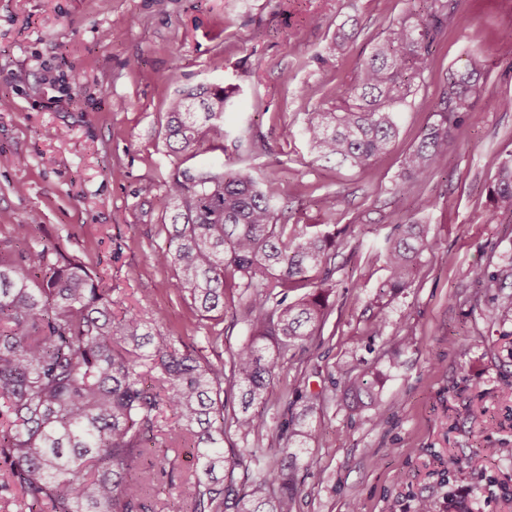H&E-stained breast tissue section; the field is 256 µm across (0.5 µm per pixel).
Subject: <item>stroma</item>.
Wrapping results in <instances>:
<instances>
[{"instance_id": "35a3bbf8", "label": "stroma", "mask_w": 512, "mask_h": 512, "mask_svg": "<svg viewBox=\"0 0 512 512\" xmlns=\"http://www.w3.org/2000/svg\"><path fill=\"white\" fill-rule=\"evenodd\" d=\"M419 0H0V241L38 213L34 241L82 257L114 300L165 316L164 328L209 359L248 340L250 292L224 293V319H202L172 289L153 254L167 247L164 184L177 160L165 140L167 101L201 83L223 86L224 167L246 165L272 188L288 226L327 224L339 246L321 333L288 349L265 413L281 447L321 393L316 439L297 459L295 512H512V319L491 314L494 289L471 271L512 256V220L490 196L512 158V0H458L434 43L425 87L403 108L388 152L366 171L316 160L300 129L330 90L355 77L393 20ZM351 38L332 50L338 27ZM482 44H474L475 31ZM481 67L484 90L448 138V165L405 193L404 155L418 143L449 73ZM80 81H72V73ZM291 136H283V129ZM252 136L257 147L238 146ZM20 155L24 166L10 164ZM331 194L332 211L318 200ZM432 198L434 208L418 202ZM427 225L439 246L411 287L391 291L384 246L399 225ZM371 383L375 406L343 403L346 376ZM254 438L224 437L233 489L261 463L240 456ZM464 459L448 470L449 456Z\"/></svg>"}]
</instances>
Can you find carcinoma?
<instances>
[{
	"instance_id": "obj_1",
	"label": "carcinoma",
	"mask_w": 512,
	"mask_h": 512,
	"mask_svg": "<svg viewBox=\"0 0 512 512\" xmlns=\"http://www.w3.org/2000/svg\"><path fill=\"white\" fill-rule=\"evenodd\" d=\"M425 16L392 22L336 105L306 113L303 132L317 157L365 170L396 136L397 117L418 91L431 45L453 17L456 0H425ZM480 91L475 69L449 76L430 123L405 155L401 189L447 166L448 136ZM224 87L200 84L168 103L165 135L181 158L165 182L168 246L152 261L174 270V287L201 316L224 320L228 288L254 289L246 313L251 336L233 355L231 379L241 410L224 416V362L180 348L160 330L163 314L134 308L116 313L112 289L81 258L58 246L0 248V490L16 512H292L297 454L269 463L228 502L224 480L234 467L224 456L227 426L245 436L268 431L264 411L280 352L302 347L328 313L326 281L295 303L288 290L310 285L309 273L328 263L336 234L307 224L288 229L274 195L245 169L188 166L200 149L224 153ZM493 195L512 215V159L499 167ZM437 246L422 224H406L387 239L383 287L407 288L418 260ZM512 277V257L497 274L480 268L487 286ZM171 413L176 425L163 429ZM192 442L194 468L176 459ZM184 497L165 488L175 475Z\"/></svg>"
}]
</instances>
